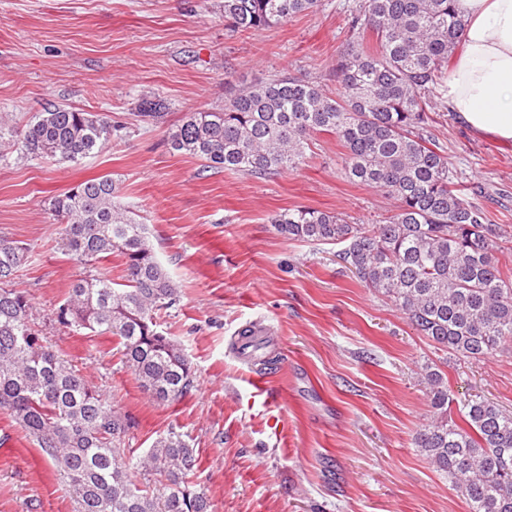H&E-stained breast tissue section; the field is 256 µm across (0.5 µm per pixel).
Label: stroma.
Segmentation results:
<instances>
[{"label": "stroma", "mask_w": 512, "mask_h": 512, "mask_svg": "<svg viewBox=\"0 0 512 512\" xmlns=\"http://www.w3.org/2000/svg\"><path fill=\"white\" fill-rule=\"evenodd\" d=\"M223 0H0V126L24 130L66 105L104 115L112 139L75 163L0 158V237L31 256L11 285L48 344L112 407L134 418L125 438L141 456L158 435H186L189 478L212 512H468L414 438L429 419L421 379L441 370L455 396L512 411V351L466 359L437 350L389 300L339 262L336 246L278 234L270 218L298 206L378 224L394 210L348 182L335 136L314 135L301 169L269 179L205 168L171 149L185 113L219 110L228 89L288 73L337 91L336 56L358 0L233 33ZM166 100L165 123L140 121L145 97ZM456 184L496 218L512 246V143L472 134L453 113L431 128ZM111 175L120 201L147 224L179 291L161 328L196 376L191 395L154 401L123 365L111 335L73 333L51 319L79 273L59 247L55 197ZM262 320L257 358L241 329ZM0 512H76L69 488L0 407Z\"/></svg>", "instance_id": "1"}]
</instances>
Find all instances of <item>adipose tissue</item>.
Here are the masks:
<instances>
[{
  "label": "adipose tissue",
  "mask_w": 512,
  "mask_h": 512,
  "mask_svg": "<svg viewBox=\"0 0 512 512\" xmlns=\"http://www.w3.org/2000/svg\"><path fill=\"white\" fill-rule=\"evenodd\" d=\"M465 21L445 100L474 134L512 141V0H456Z\"/></svg>",
  "instance_id": "obj_1"
}]
</instances>
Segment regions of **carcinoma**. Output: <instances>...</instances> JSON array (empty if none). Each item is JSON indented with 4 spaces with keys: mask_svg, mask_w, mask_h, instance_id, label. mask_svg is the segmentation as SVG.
Here are the masks:
<instances>
[{
    "mask_svg": "<svg viewBox=\"0 0 512 512\" xmlns=\"http://www.w3.org/2000/svg\"><path fill=\"white\" fill-rule=\"evenodd\" d=\"M319 7L320 0H224V23L233 33L259 30ZM464 27L454 0H360L336 61L338 94L283 74L230 92L221 110L186 114L170 146L207 168L263 178L305 165L314 134L335 135L345 178L395 200L396 211L381 224H353L340 213L296 207L271 217L273 228L290 240L341 246L344 266L402 311L418 335L477 360L512 346V280L501 272L497 225L452 186L448 154L427 134L432 98L444 92ZM167 109L160 97L140 103V115L156 122ZM111 137L102 115L57 105L15 140L0 132V143L20 162H77ZM52 210L64 221L61 250L87 269L53 320L73 332L112 335L121 361L155 401L185 398L195 373L158 323L179 301L178 289L150 247L147 225L116 201L109 175L72 187ZM115 251L125 259L120 288L96 270ZM30 252L0 238V407L50 461L76 512H211L204 490L188 480L197 458L185 435L172 427L133 461L124 439L134 419L45 343L29 300L9 287ZM424 381L432 416L415 446L470 512H512V412L466 399L458 424L448 419L455 399L442 374L429 369Z\"/></svg>",
    "mask_w": 512,
    "mask_h": 512,
    "instance_id": "carcinoma-1",
    "label": "carcinoma"
}]
</instances>
